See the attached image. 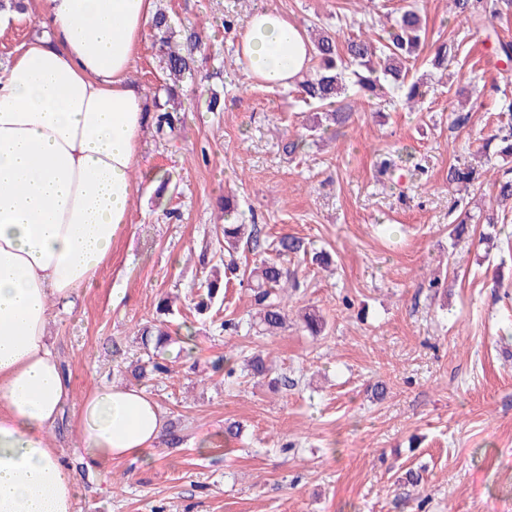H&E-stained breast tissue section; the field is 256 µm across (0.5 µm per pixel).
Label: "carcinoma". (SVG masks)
<instances>
[{"label":"carcinoma","mask_w":512,"mask_h":512,"mask_svg":"<svg viewBox=\"0 0 512 512\" xmlns=\"http://www.w3.org/2000/svg\"><path fill=\"white\" fill-rule=\"evenodd\" d=\"M480 0H452L451 10L465 20L473 22L485 18L479 9ZM154 44L158 48L160 67L169 79L178 82L194 78L195 54L205 47L203 38L195 33L177 37V30L166 9L160 8L151 27ZM310 31L312 44V65L305 78L295 85V89L310 105L315 104L321 113L309 126L312 134L328 131L326 123L341 125L351 116V108L339 104V98L346 91L353 90L358 98H379L392 91L407 88L405 102L408 108L415 107L426 95L417 81L407 82L409 64L418 56L422 34L425 33L423 18L419 8L409 3L401 13L393 18V23L385 29L386 37L374 40L368 37H350L344 45L336 38L313 23ZM458 45L443 42L435 48L432 65L436 69L448 68V61L455 55ZM500 115L509 117V122L489 135L482 148L486 162H491L487 150L496 146L495 155L503 160L512 158V100H504L497 106ZM489 169L469 162L458 163L448 168V183L467 187L482 182ZM235 209L233 201L224 200V242L236 249L241 243H254L255 231L247 230L244 224H231ZM303 250L302 241L284 235L274 245L276 256L259 261L248 274L250 279L251 303L261 331L275 335L283 329L288 320L284 302L288 289L296 287L288 269L280 262V256L298 254ZM216 279H208L200 289L199 300L195 303L196 312L209 308L217 294ZM306 330L313 336L321 335L326 321L315 308L306 309L300 316ZM140 340L146 358H140L134 366L132 376L137 380L163 378L171 373V368L163 357L164 349L172 338L163 325L146 326L141 330Z\"/></svg>","instance_id":"obj_1"}]
</instances>
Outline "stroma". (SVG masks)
<instances>
[{
    "mask_svg": "<svg viewBox=\"0 0 512 512\" xmlns=\"http://www.w3.org/2000/svg\"><path fill=\"white\" fill-rule=\"evenodd\" d=\"M407 2L156 0L180 32L203 29L207 45L191 94L175 101L174 131L147 120L125 231L92 286L52 313L72 399L51 442L80 482L76 512H512V203H498L487 184L448 185L449 166L479 159L497 127L493 102L512 100V61L493 50L495 37L512 40V9L477 27L454 17L450 0H416L426 42L410 75L430 72L433 46L448 41L458 51L447 75L413 110L397 97L354 103L350 122L323 142L308 135L312 107L242 74L224 25L225 16L274 8L342 41L362 16L379 20ZM43 11L31 0L0 35L1 62L40 34ZM131 79L164 97L151 34ZM213 95L222 111L208 110ZM464 107L471 115L461 125ZM387 156L397 163L390 178L378 172ZM228 193L238 223L257 228V247L234 254L239 266L269 256L284 234L330 254L326 267L284 259L297 282L290 310L318 308L327 328L308 335L293 316L280 335L262 334L247 286L227 275L210 318L190 331L192 356L181 358L182 318L224 253ZM491 208L506 218L493 244L481 242L487 227L478 223L451 237L464 215ZM436 276L449 287H431ZM166 298L172 372L142 387L173 431L147 460L90 466L75 446V411L98 386L132 383L139 332L159 322ZM228 319L238 331L221 330ZM228 352L230 380L213 368ZM257 353L272 360V380L248 374ZM230 422L241 431L228 441ZM410 467L422 473L419 489L401 480Z\"/></svg>",
    "mask_w": 512,
    "mask_h": 512,
    "instance_id": "stroma-1",
    "label": "stroma"
}]
</instances>
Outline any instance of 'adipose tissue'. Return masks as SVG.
I'll return each mask as SVG.
<instances>
[{"label": "adipose tissue", "mask_w": 512, "mask_h": 512, "mask_svg": "<svg viewBox=\"0 0 512 512\" xmlns=\"http://www.w3.org/2000/svg\"><path fill=\"white\" fill-rule=\"evenodd\" d=\"M155 0H45L43 31L0 63V512H74L79 483L50 444L70 391L54 307L90 286L128 222L149 97L129 78ZM309 37L256 9L236 60L269 88L311 66ZM92 463L137 460L165 427L143 389L108 384L75 416Z\"/></svg>", "instance_id": "1"}]
</instances>
